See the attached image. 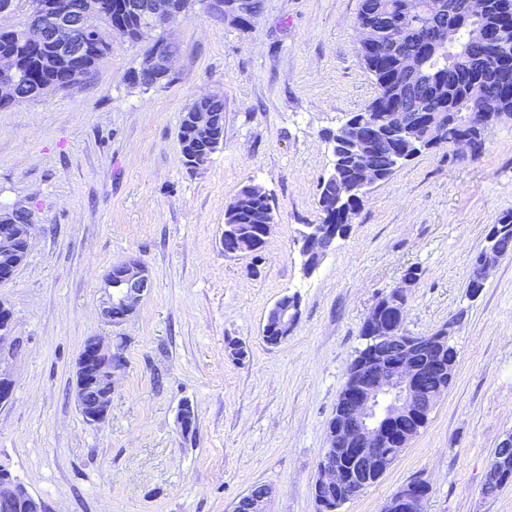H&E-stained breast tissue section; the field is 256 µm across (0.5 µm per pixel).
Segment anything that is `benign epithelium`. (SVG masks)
<instances>
[{
    "label": "benign epithelium",
    "instance_id": "7a95c632",
    "mask_svg": "<svg viewBox=\"0 0 512 512\" xmlns=\"http://www.w3.org/2000/svg\"><path fill=\"white\" fill-rule=\"evenodd\" d=\"M486 0H466L465 12L452 13L448 17L447 30L443 40L448 44L458 41L463 25L482 14ZM429 7L434 14L446 12L442 0H410L403 8L402 16L411 19L423 7ZM101 0H77L70 7L62 8L56 0H36L31 4L30 24L33 31L51 33L52 51L62 61L78 63L85 58L93 21L101 14ZM210 10L224 15L234 25L248 28L257 15L256 0H233L225 5L224 0H209ZM185 0H128L125 10L133 14H144L151 25L162 28L170 19L184 15ZM176 47L163 38L154 43L148 58L141 65L153 73V80L171 74ZM21 75L19 57L10 52L0 54V98L12 97L14 86ZM427 129L424 134L425 147L432 149L440 141L432 138L431 130L444 124V113L429 112L425 117ZM497 116L486 114L484 124L477 134H461L448 141L450 146L462 150L465 156H472L476 135H482L493 124ZM345 137L359 145L380 133L379 127L365 119H347L343 123ZM193 147L184 148L182 156L189 166L197 168L201 163L190 156L195 145L208 143L213 147L224 141V132L208 112L193 113ZM360 182L359 189L365 193L385 178L375 173L367 160L366 152L358 149L354 157ZM274 224L273 210L267 211L262 229L256 232L251 256L261 258L264 246ZM32 225L1 224L0 253L8 255L19 248V243L30 247ZM502 259V253L487 248L475 266L469 291L478 295L484 288L490 270ZM151 286L150 275L144 264L135 257H128L112 265L106 277L107 298L103 302L100 315L108 326H119L135 314L140 301ZM406 299V289L392 288L384 296L380 305L366 319V333L370 338L392 341L393 359L375 354L365 356L349 368L344 384L345 404L336 413L329 425V446L319 464L318 478L313 488L317 512H339L348 492L357 491L371 483L373 478L387 472L395 462L396 452L405 448L418 436L420 430L411 432L393 431L394 421L403 417H414L422 424L428 418L438 398L448 388V381L438 384L435 395L425 399L426 383L431 373L426 370L421 358L431 362L435 350L443 348L453 335L455 325L422 335L413 336L404 331L392 334L385 328L382 312L397 309ZM300 317L299 302L280 299L268 312V319L277 324L284 335H289ZM12 310L0 302V407L9 403L14 392V379L9 368L13 347L5 346V341L13 330ZM124 361L117 355L116 340L101 336H91L84 342L79 360L76 381L77 405L80 413L91 424H100L107 418L112 405V390L124 372ZM502 457L492 459L488 468L484 487L505 486L512 476L501 466ZM271 489L257 494H246L235 504L232 512H267ZM427 488L409 484L400 487L386 501L383 512H424ZM23 501L36 509V512H51L48 503L33 494L26 484L0 464V501Z\"/></svg>",
    "mask_w": 512,
    "mask_h": 512
}]
</instances>
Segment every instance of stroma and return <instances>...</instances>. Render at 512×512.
<instances>
[{"mask_svg": "<svg viewBox=\"0 0 512 512\" xmlns=\"http://www.w3.org/2000/svg\"><path fill=\"white\" fill-rule=\"evenodd\" d=\"M360 0H263L242 31L196 0L170 22L169 84L129 81L146 43L113 38L79 83L0 109V208H27L37 229L0 284L19 341L11 401L0 407V463L52 512H231L254 486L268 512H315L312 489L348 369L376 301L418 271L403 327L433 332L454 315L451 384L420 434L341 512H382L402 485L430 486L426 512H512V485L482 493L512 432V256L469 296L475 255L512 212V121L479 159L443 145L371 190L346 236L312 273L298 237L321 223L326 139L375 98L359 54ZM224 100V142L200 169L178 143L183 112ZM249 183L275 224L260 262L226 257L224 213ZM137 256L151 289L123 326L99 315L114 263ZM296 296L288 338L262 339L267 313ZM93 335L123 336L126 371L106 421L87 424L76 362ZM238 341L243 359L229 356ZM191 403L184 441L178 410Z\"/></svg>", "mask_w": 512, "mask_h": 512, "instance_id": "obj_1", "label": "stroma"}]
</instances>
